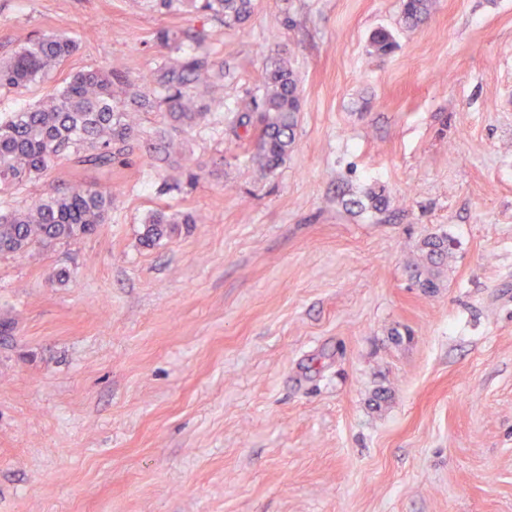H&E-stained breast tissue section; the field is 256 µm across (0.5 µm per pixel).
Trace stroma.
<instances>
[{
	"label": "stroma",
	"instance_id": "stroma-1",
	"mask_svg": "<svg viewBox=\"0 0 512 512\" xmlns=\"http://www.w3.org/2000/svg\"><path fill=\"white\" fill-rule=\"evenodd\" d=\"M163 30L203 31L196 54L224 64L184 163L148 151L146 112L127 164L0 193L1 212L115 193L95 234L0 255V512H512V0H433L414 27L402 0H256L234 28L154 0H0V58L79 42L0 90V119L116 56L156 88ZM277 54L301 112L264 173L231 126ZM154 210L194 222L147 248ZM433 233L455 249L427 292L407 265ZM76 48L73 38L50 33L27 43L6 60H0V89L14 92L41 82Z\"/></svg>",
	"mask_w": 512,
	"mask_h": 512
}]
</instances>
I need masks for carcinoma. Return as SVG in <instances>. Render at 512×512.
I'll return each instance as SVG.
<instances>
[{"label": "carcinoma", "mask_w": 512, "mask_h": 512, "mask_svg": "<svg viewBox=\"0 0 512 512\" xmlns=\"http://www.w3.org/2000/svg\"><path fill=\"white\" fill-rule=\"evenodd\" d=\"M167 11L206 12L221 16L228 27L244 24L254 12V0H157ZM430 0H403V18L417 25L427 14ZM203 33L163 38L173 41L176 57L159 70L160 96L131 77L126 65L72 74L55 93L33 107L21 109L0 121V192L37 181L54 170L64 155L99 168L133 152L130 137L142 111L162 112L168 129L161 131L159 150L169 159L177 154L176 137L205 121L209 112L224 106V64L199 57L187 44ZM76 48L73 38L50 33L0 60V89L14 92L41 82ZM259 94L237 110L235 126L253 131L252 160L264 172L279 166L295 143L301 111L298 79L283 58L266 62L260 74ZM113 193L95 183L42 197L32 207L0 216V254L25 253L57 241L93 233L112 209ZM188 214L148 215L141 240L150 247L159 243L173 224H190ZM453 253L448 235L426 238L410 266L412 277L427 290Z\"/></svg>", "instance_id": "cac0c4a2"}]
</instances>
